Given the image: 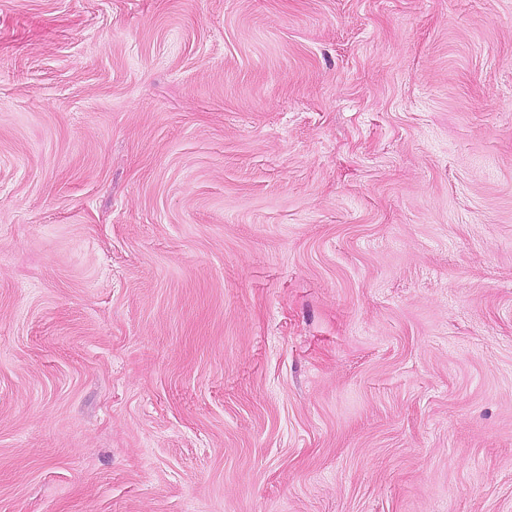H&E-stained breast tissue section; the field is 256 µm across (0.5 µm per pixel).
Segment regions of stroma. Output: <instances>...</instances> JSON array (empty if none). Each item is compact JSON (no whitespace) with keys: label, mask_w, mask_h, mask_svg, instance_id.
Here are the masks:
<instances>
[{"label":"stroma","mask_w":512,"mask_h":512,"mask_svg":"<svg viewBox=\"0 0 512 512\" xmlns=\"http://www.w3.org/2000/svg\"><path fill=\"white\" fill-rule=\"evenodd\" d=\"M0 512H512V0H0Z\"/></svg>","instance_id":"1"}]
</instances>
